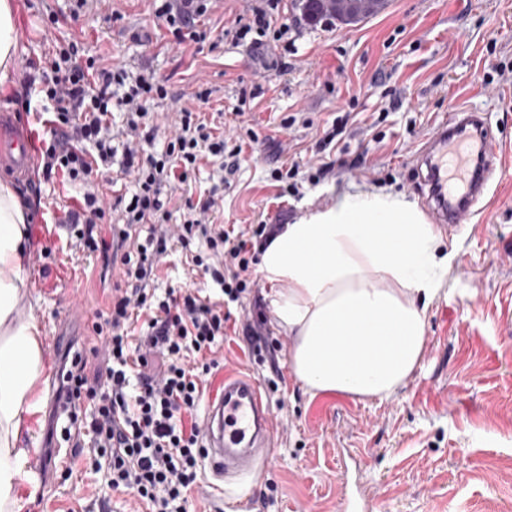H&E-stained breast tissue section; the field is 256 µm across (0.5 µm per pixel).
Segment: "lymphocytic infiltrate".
Returning <instances> with one entry per match:
<instances>
[{
  "mask_svg": "<svg viewBox=\"0 0 512 512\" xmlns=\"http://www.w3.org/2000/svg\"><path fill=\"white\" fill-rule=\"evenodd\" d=\"M278 6L246 0L236 41L259 50L291 33L275 23ZM212 8V0H160L154 16L178 43L197 44L206 38L201 22ZM21 71L11 100L20 116L50 134L39 155L41 177L28 183L23 201L32 216L66 229L72 255L101 258L119 272L92 316L98 346L60 370L72 456L106 470L109 489L133 494L147 512H189L201 459L196 416L204 378L220 366L230 305H243L259 286L256 253L276 227L262 221L247 235L216 221L245 151L228 145L200 112L209 91L174 98V127L164 137L148 106L170 95L154 72L129 77L104 56L81 57L75 42L26 59ZM213 163L218 183L198 199L176 202V190ZM115 164L130 178V194H113ZM57 179L79 194L50 208L42 186ZM176 245L206 280L157 290L163 260Z\"/></svg>",
  "mask_w": 512,
  "mask_h": 512,
  "instance_id": "f902f5d3",
  "label": "lymphocytic infiltrate"
}]
</instances>
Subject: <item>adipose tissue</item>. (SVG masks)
<instances>
[{"mask_svg":"<svg viewBox=\"0 0 512 512\" xmlns=\"http://www.w3.org/2000/svg\"><path fill=\"white\" fill-rule=\"evenodd\" d=\"M13 0H0V85L14 67ZM29 215L0 182V512H19L24 458L17 447L43 397L36 315L19 309ZM436 225L410 203L355 194L286 224L260 255L275 330L293 339L289 365L311 396L384 401L406 385L424 353L428 311L451 254Z\"/></svg>","mask_w":512,"mask_h":512,"instance_id":"ef3b65f1","label":"adipose tissue"}]
</instances>
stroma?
Here are the masks:
<instances>
[{
	"mask_svg": "<svg viewBox=\"0 0 512 512\" xmlns=\"http://www.w3.org/2000/svg\"><path fill=\"white\" fill-rule=\"evenodd\" d=\"M62 19L42 29L30 13L16 11L18 56H40L48 44L82 40L87 51L105 47L130 71L147 67L177 95L199 87L214 94L203 112H222L225 138L236 135L232 109L245 101L257 135L255 156L242 162L224 193L219 220L248 231L251 224H292L356 193L390 194L419 205L423 175L412 158L452 110L467 107L491 125L499 150L512 165V0H390L367 22L342 27L302 26L295 43H272L256 54L236 43L230 29L242 0H219L205 19L207 37L177 45L163 29L143 48L131 35L152 22V0H112L104 10L89 0L79 21L71 0H50ZM111 20H104V13ZM399 102L388 110L390 99ZM348 123L332 154L366 153L368 169L339 170L308 183L315 143L340 118ZM297 162L298 195L272 181L281 163ZM381 172H372V165ZM454 258L447 294L428 312L423 360L406 386L383 402L310 396L292 374L265 392L277 421L274 458L260 481L226 483L224 512H342L339 451L364 458L362 474L370 512H512V176L493 184L473 218L442 233ZM27 293L21 311H34L48 389L54 363L92 347L84 311L101 304L112 279L100 265L62 259L42 267L25 263ZM224 374L268 377L241 337L226 336ZM48 404L27 420L18 446L24 454L52 443ZM21 512H133L129 494L110 493L101 471L75 468L52 484L25 479Z\"/></svg>",
	"mask_w": 512,
	"mask_h": 512,
	"instance_id": "stroma-1",
	"label": "stroma"
}]
</instances>
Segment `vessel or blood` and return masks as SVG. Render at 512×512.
I'll list each match as a JSON object with an SVG mask.
<instances>
[{
    "label": "vessel or blood",
    "instance_id": "vessel-or-blood-1",
    "mask_svg": "<svg viewBox=\"0 0 512 512\" xmlns=\"http://www.w3.org/2000/svg\"><path fill=\"white\" fill-rule=\"evenodd\" d=\"M34 136L30 129L0 121V166L26 172ZM494 133L472 110L455 109L423 142L414 160L426 168L429 191L426 211L433 223L455 228L467 221L488 193L502 158L493 148ZM273 413L255 378L235 373L224 378V389L210 393L201 425L202 459L214 480L247 479L260 474L269 460ZM343 512H369L366 488L342 490Z\"/></svg>",
    "mask_w": 512,
    "mask_h": 512
}]
</instances>
